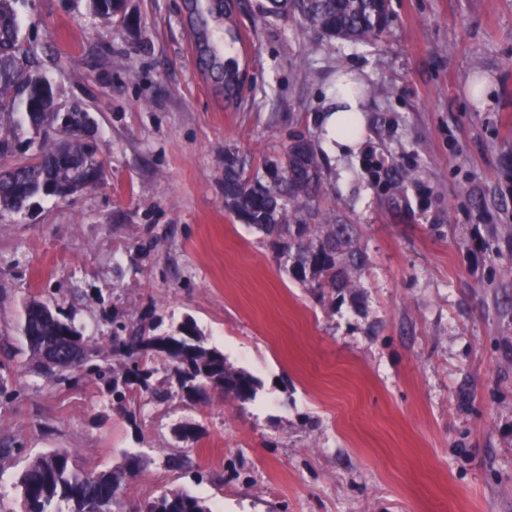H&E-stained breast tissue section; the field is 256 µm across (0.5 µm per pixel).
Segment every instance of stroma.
<instances>
[{
	"mask_svg": "<svg viewBox=\"0 0 512 512\" xmlns=\"http://www.w3.org/2000/svg\"><path fill=\"white\" fill-rule=\"evenodd\" d=\"M240 100L198 48L208 0H20L21 31L60 112H85L96 188L0 213V512L28 457L88 471L142 452L116 512L171 490L213 512H512V0H390L371 46L240 0ZM340 69L367 86L357 153L326 157L312 212L360 225L370 263L330 305L224 207V150L259 168L317 118ZM50 301L103 372L112 327L192 319L254 401L189 400L156 361L157 401L117 413L102 374L33 360L19 314ZM191 423L196 440L174 430ZM189 456L185 470L167 467Z\"/></svg>",
	"mask_w": 512,
	"mask_h": 512,
	"instance_id": "stroma-1",
	"label": "stroma"
}]
</instances>
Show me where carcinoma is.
I'll list each match as a JSON object with an SVG mask.
<instances>
[{"label":"carcinoma","mask_w":512,"mask_h":512,"mask_svg":"<svg viewBox=\"0 0 512 512\" xmlns=\"http://www.w3.org/2000/svg\"><path fill=\"white\" fill-rule=\"evenodd\" d=\"M17 2L0 0V210L8 211L28 208L42 194L66 197L95 187L103 177L96 149L77 129L86 114L71 112L64 120L53 100H38L43 78L32 65L33 47L20 33ZM89 7L109 20L126 18L124 0H89ZM215 7L224 16V53L229 54L239 42L230 0ZM259 9L264 15L309 20L328 38L354 45L376 43L389 22L388 0H262ZM241 90L240 72L224 62L226 100L237 99ZM61 119L60 137H42L37 153L29 157L10 156L9 145L24 128L37 135ZM263 169L247 168L235 150L224 148V207L261 234L291 278L320 301L334 305L353 295L369 262L359 226L328 219L312 224L306 218L309 203L323 188L322 164L312 141L303 135L294 138L278 157L264 161ZM21 333L38 362L49 341L68 336L74 343L84 342L71 321L35 298L24 306ZM112 351L125 358L121 378H112V400L119 408L132 386L149 387L152 370L147 364L157 355L165 357L189 398L204 402L219 391L247 403L256 395V378L227 365L224 352L207 345L190 319L173 332L160 333L155 326L115 332ZM142 468L135 453L112 469L94 473L82 470L67 451L39 454L17 479L22 512H87L91 503L98 512H112L126 482ZM137 510L213 512L204 498L186 491L164 493Z\"/></svg>","instance_id":"obj_1"}]
</instances>
